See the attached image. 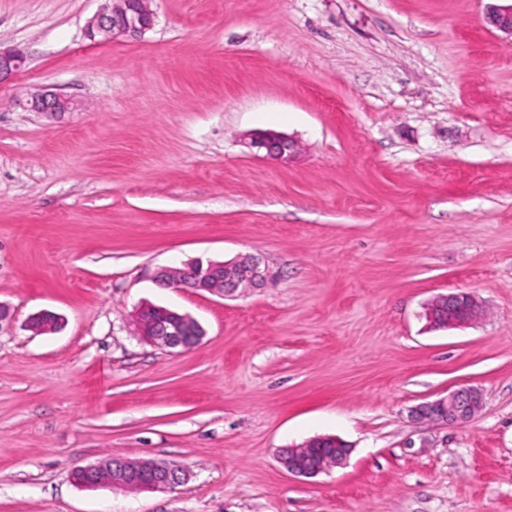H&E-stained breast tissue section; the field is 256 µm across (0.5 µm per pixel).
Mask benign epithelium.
I'll list each match as a JSON object with an SVG mask.
<instances>
[{
	"label": "benign epithelium",
	"instance_id": "7a95c632",
	"mask_svg": "<svg viewBox=\"0 0 512 512\" xmlns=\"http://www.w3.org/2000/svg\"><path fill=\"white\" fill-rule=\"evenodd\" d=\"M488 22L497 30L512 36V3L493 5L489 9ZM154 24V13L149 0H104V5L87 23L85 36L94 41L105 39L136 38ZM25 66L22 54L0 48V83L8 80ZM29 112H71L76 102L50 89H40L22 103ZM250 146L265 152V156L280 162H288L295 155L294 141L283 134L256 135ZM268 278V269L253 254H244L230 261L215 262L196 260L181 268H161L156 281L163 286L187 288L194 292H207L222 297H233L247 288H259ZM430 323L437 328H455L471 325L484 316V308L478 298L470 293H452L435 298L426 312ZM196 320L187 313L167 308L151 310L140 308L136 314L137 334L142 340L169 349L186 350L195 339L187 336L189 326ZM482 406L479 388L464 385L448 396L424 402L411 410V416L436 423L461 425L466 423ZM326 444L336 452L320 461L315 449ZM351 453V447L335 437H318L279 452L281 465L291 474L306 478L315 477L332 467L343 465ZM83 474L78 483L115 481L123 486L136 484L141 490L162 491L187 480L188 469L179 464L164 462L159 465L129 467L127 460L113 457L96 465L77 470Z\"/></svg>",
	"mask_w": 512,
	"mask_h": 512
}]
</instances>
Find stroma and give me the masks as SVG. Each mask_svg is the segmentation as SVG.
Here are the masks:
<instances>
[{"mask_svg": "<svg viewBox=\"0 0 512 512\" xmlns=\"http://www.w3.org/2000/svg\"><path fill=\"white\" fill-rule=\"evenodd\" d=\"M495 0H0V512H512V36ZM41 88L76 111L27 112ZM296 139L288 163L249 137ZM254 254L233 298L156 272ZM485 309L434 329L426 305ZM146 303L205 334L138 340ZM50 311L60 329L28 330ZM469 384L462 425L412 407ZM333 435L313 478L280 449ZM188 467L166 491L76 484L108 457ZM104 5L87 23L85 36L94 41L136 38L154 24L149 0H104ZM488 22L497 30L512 36V2L507 5H492L487 16ZM25 66L22 54L11 49L0 47V83L8 80ZM478 298L470 293H452L435 298L427 306V318L437 328L472 325L484 316ZM326 444L336 448V452L319 461L315 457V448H321ZM284 449L288 450V453L284 454ZM284 449L279 451L281 465L289 473L306 478L316 477L332 467L343 465L351 453V447L335 437H318L314 441Z\"/></svg>", "mask_w": 512, "mask_h": 512, "instance_id": "obj_1", "label": "stroma"}]
</instances>
